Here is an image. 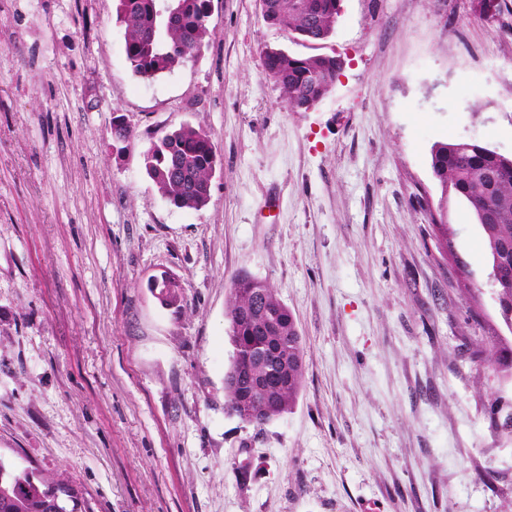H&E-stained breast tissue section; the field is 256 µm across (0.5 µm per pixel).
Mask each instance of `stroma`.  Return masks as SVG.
Instances as JSON below:
<instances>
[{
    "mask_svg": "<svg viewBox=\"0 0 512 512\" xmlns=\"http://www.w3.org/2000/svg\"><path fill=\"white\" fill-rule=\"evenodd\" d=\"M484 2L342 0L309 42L259 0H212V39L145 81L115 0H0V459L63 474L90 512H512V374L473 361L501 326L488 259L430 168L450 139L512 155V0ZM266 47L344 67L292 110ZM116 112L134 129L121 154ZM183 122L222 162L198 210L143 164ZM163 271L178 305L147 286ZM242 273L305 344L294 408L260 430L224 410Z\"/></svg>",
    "mask_w": 512,
    "mask_h": 512,
    "instance_id": "1",
    "label": "stroma"
}]
</instances>
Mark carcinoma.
<instances>
[{"label": "carcinoma", "mask_w": 512, "mask_h": 512, "mask_svg": "<svg viewBox=\"0 0 512 512\" xmlns=\"http://www.w3.org/2000/svg\"><path fill=\"white\" fill-rule=\"evenodd\" d=\"M118 21L125 29V55L133 73L154 79L194 59L211 39L208 24L211 0H115ZM176 11L181 23L168 17ZM341 0H267L263 22L291 31L306 41L332 35ZM263 75L280 90L293 110L307 111L330 94L343 61L335 56L284 55L262 49ZM112 137L126 149L133 130L124 115L112 118ZM144 164L157 192L180 209L199 210L210 199L211 180L221 159L208 131L181 123L158 137L144 154ZM432 175L471 208L482 234L490 274L500 285L495 302L505 327L512 326V156L475 140L451 139L431 150ZM148 287L166 304L181 298V286L171 274L152 276ZM228 336L233 347L224 377V409L256 428L290 412L301 392L304 346L292 312L266 281L247 273L233 282L226 309ZM259 348L282 360L278 385L256 390L237 378H260L265 366L254 362ZM492 369H512V343L488 337L477 355ZM81 493L60 475L17 472L0 459V512H78Z\"/></svg>", "instance_id": "carcinoma-1"}]
</instances>
